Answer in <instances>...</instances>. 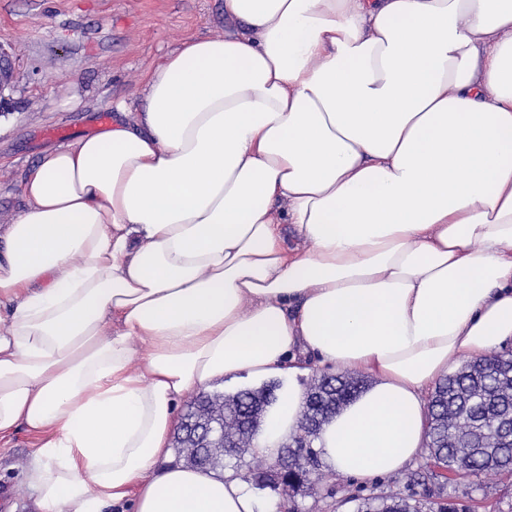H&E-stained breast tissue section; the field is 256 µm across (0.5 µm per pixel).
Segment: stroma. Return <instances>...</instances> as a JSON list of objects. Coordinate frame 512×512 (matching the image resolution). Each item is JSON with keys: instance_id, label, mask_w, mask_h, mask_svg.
<instances>
[{"instance_id": "obj_1", "label": "stroma", "mask_w": 512, "mask_h": 512, "mask_svg": "<svg viewBox=\"0 0 512 512\" xmlns=\"http://www.w3.org/2000/svg\"><path fill=\"white\" fill-rule=\"evenodd\" d=\"M224 33V0H0V44L16 64L0 103V225L25 205L24 170L45 150L139 106L151 70L189 37ZM38 441H0V512H34L23 468ZM347 477L327 474L302 512H353Z\"/></svg>"}]
</instances>
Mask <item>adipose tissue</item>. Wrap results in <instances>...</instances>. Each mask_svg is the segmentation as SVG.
Here are the masks:
<instances>
[{"mask_svg":"<svg viewBox=\"0 0 512 512\" xmlns=\"http://www.w3.org/2000/svg\"><path fill=\"white\" fill-rule=\"evenodd\" d=\"M224 18L153 68L139 110L45 151L0 225V439H40L37 512H268L232 470L175 461L179 405L287 380L253 441L276 458L311 357L376 378L322 459L395 473L433 386L512 343V0Z\"/></svg>","mask_w":512,"mask_h":512,"instance_id":"1","label":"adipose tissue"}]
</instances>
